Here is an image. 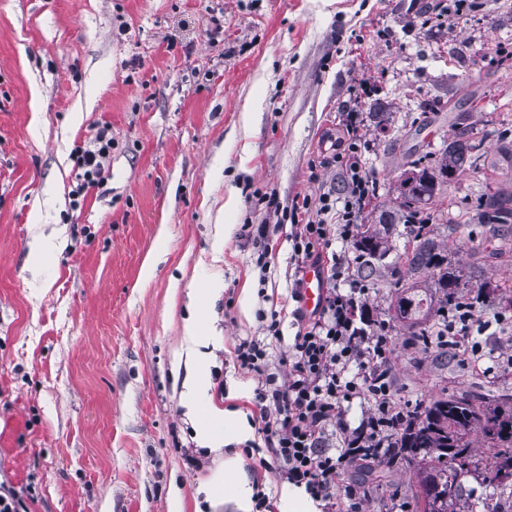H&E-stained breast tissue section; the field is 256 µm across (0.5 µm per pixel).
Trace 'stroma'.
I'll return each instance as SVG.
<instances>
[{
	"mask_svg": "<svg viewBox=\"0 0 512 512\" xmlns=\"http://www.w3.org/2000/svg\"><path fill=\"white\" fill-rule=\"evenodd\" d=\"M352 114L364 224L396 210L410 161L457 128L496 154L512 130V0H0V482L26 488V512H237L181 404L191 314L210 354L200 407L246 414L252 512H279L259 378L234 349L274 311L270 368L292 344L294 232L316 215L294 203L342 193ZM104 122V179L75 201L74 154ZM485 193L512 196L506 161L464 168L422 217L470 282L462 302L498 284L475 305L493 322L512 309V241L488 257ZM248 224L272 225L269 243ZM406 242L391 227L366 308L393 345L392 401L406 413L468 391L512 411L497 361L512 324L493 322L476 363L409 344L392 276ZM422 466L389 458L390 486L359 512H414Z\"/></svg>",
	"mask_w": 512,
	"mask_h": 512,
	"instance_id": "1",
	"label": "stroma"
}]
</instances>
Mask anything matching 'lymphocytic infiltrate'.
<instances>
[{
    "label": "lymphocytic infiltrate",
    "instance_id": "obj_1",
    "mask_svg": "<svg viewBox=\"0 0 512 512\" xmlns=\"http://www.w3.org/2000/svg\"><path fill=\"white\" fill-rule=\"evenodd\" d=\"M111 152L110 124L96 125L77 152V195H88L100 184ZM370 195L368 175L353 164L342 200L324 195L318 202L306 199L301 203L302 208H315L317 217L296 231L294 252L302 262L326 268L328 280L324 308L301 322L287 350V374L280 377L267 371L265 340L246 338L235 349L240 367L262 378L258 400L271 401L275 407L274 415H263L262 421L282 477L305 489L317 502H330L343 466L376 442L383 429L399 417L389 383L370 375L377 360L389 357L390 342L381 331L370 328L365 318L366 282L355 279L349 287H342L352 263L333 248L336 240L353 236L355 218ZM329 213L335 214V223L324 222V215ZM367 396L372 398L373 408L365 423L347 430L345 403ZM331 429L345 433L342 446L334 450L326 446V434Z\"/></svg>",
    "mask_w": 512,
    "mask_h": 512
}]
</instances>
